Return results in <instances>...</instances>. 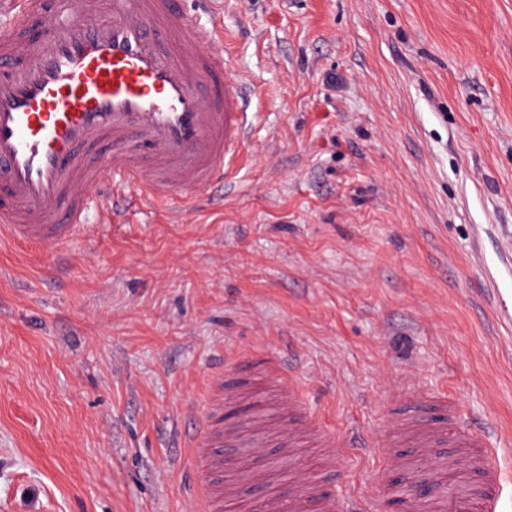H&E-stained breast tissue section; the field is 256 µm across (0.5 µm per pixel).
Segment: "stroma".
I'll list each match as a JSON object with an SVG mask.
<instances>
[{"label": "stroma", "mask_w": 512, "mask_h": 512, "mask_svg": "<svg viewBox=\"0 0 512 512\" xmlns=\"http://www.w3.org/2000/svg\"><path fill=\"white\" fill-rule=\"evenodd\" d=\"M254 116L228 187L0 244V512H199L183 437L217 355L289 360L337 437L394 388L484 431L512 512V0H217ZM249 480L280 450L224 446Z\"/></svg>", "instance_id": "stroma-1"}]
</instances>
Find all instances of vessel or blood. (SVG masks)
<instances>
[{"mask_svg":"<svg viewBox=\"0 0 512 512\" xmlns=\"http://www.w3.org/2000/svg\"><path fill=\"white\" fill-rule=\"evenodd\" d=\"M103 2L71 0L61 21L42 12L41 0H0V15L9 17L0 25V182L11 200L0 208L1 242L41 250L71 242L84 226L91 189L109 197L118 186L130 187L127 202L136 207L232 177L253 117L241 83L227 75V34L201 23L181 0H111L108 23L96 19ZM33 18L42 28L36 39L23 34ZM258 374L273 378L275 410L247 393ZM228 403L242 407L230 426ZM257 421L288 460L267 512H380L382 500L394 495L405 512H495L503 491L486 435L464 424L446 395L424 389L399 397L377 447L386 471L408 470L403 438L425 453L447 449L426 473L434 494L382 484L370 493L321 490L342 443L311 419L290 373L255 355L242 371L216 364L190 435L202 512H224L225 499L235 495L222 447L244 440ZM308 445L320 466L303 479L297 464Z\"/></svg>","mask_w":512,"mask_h":512,"instance_id":"vessel-or-blood-1","label":"vessel or blood"}]
</instances>
